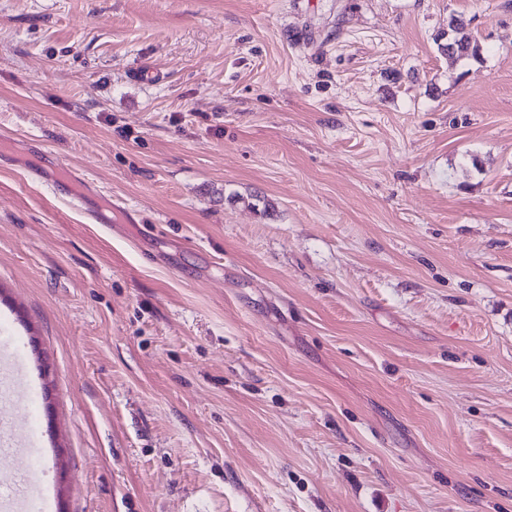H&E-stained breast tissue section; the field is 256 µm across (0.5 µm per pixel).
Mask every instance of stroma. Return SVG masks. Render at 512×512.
Listing matches in <instances>:
<instances>
[{
  "mask_svg": "<svg viewBox=\"0 0 512 512\" xmlns=\"http://www.w3.org/2000/svg\"><path fill=\"white\" fill-rule=\"evenodd\" d=\"M0 352L10 512H512V0H0ZM449 27L453 35L448 38V44L445 46V49L459 56L476 55L479 48L471 44L468 36L460 35L463 30L461 24L452 22Z\"/></svg>",
  "mask_w": 512,
  "mask_h": 512,
  "instance_id": "stroma-1",
  "label": "stroma"
}]
</instances>
